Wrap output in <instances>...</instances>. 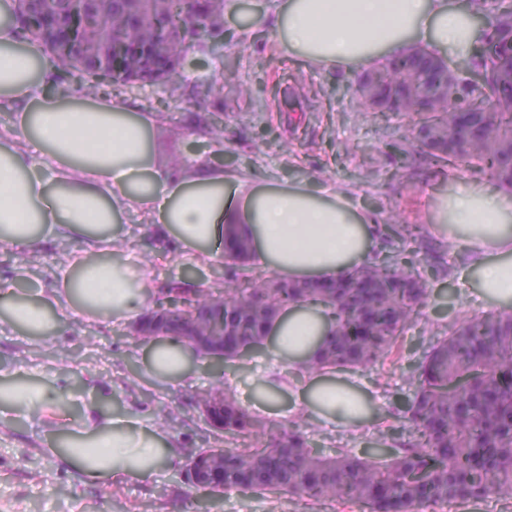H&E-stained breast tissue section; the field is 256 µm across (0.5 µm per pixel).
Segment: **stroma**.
Instances as JSON below:
<instances>
[{"label":"stroma","instance_id":"stroma-1","mask_svg":"<svg viewBox=\"0 0 512 512\" xmlns=\"http://www.w3.org/2000/svg\"><path fill=\"white\" fill-rule=\"evenodd\" d=\"M266 8L267 0H248L246 7L225 16L222 55L187 54L174 82L195 85L201 98H173L167 87L159 85L132 86L125 94L173 114L182 124L222 113L225 152L235 168L253 170L257 184L313 178L349 185L364 208L376 211L378 221H387L396 212L402 223L421 225L423 244L402 242L395 253L413 261L430 291L428 304L407 327L390 359L351 376L372 404L370 421L361 427L321 420L296 422L286 413L298 394L293 386L280 396L283 415L266 411L259 397L267 366L263 352L221 370L197 360L185 380L163 383L143 368L146 345L120 337L127 319H106L92 326L72 321L48 342L0 327L1 371L21 382L62 381L65 405L58 422L77 416L92 400L117 411L134 403L154 418L177 413V421L168 423L166 431L182 448L230 446L235 436H215L195 407L197 395L220 383L238 402L265 413L274 426H299L322 454L363 455L375 448L393 449L408 438L402 414L413 397L414 377L425 353L463 319L486 314L476 274L466 272L461 250L427 226L423 202L448 194L456 177L489 185L493 177L465 161L443 166L421 157L411 163L393 152L390 142L402 139L412 128L409 114L364 106L354 94L361 71L311 70L297 60L275 56L272 30L264 19ZM228 63L235 70L231 80L224 77ZM241 82L255 87L253 97L239 95ZM151 140L159 164L178 154L208 152V140L199 129L180 137L164 122L153 130ZM152 216L147 208L127 214L121 232L133 259L145 264L153 278L162 279L179 273L183 261L181 255L152 247ZM76 247L73 241L57 242L33 262L23 254L0 255V274L21 267L24 289L47 287L56 257ZM46 446V432L40 427L11 418L0 424V512H201L205 505L211 512H313L299 496L276 499L255 492L241 508L235 494L190 489L181 460L152 481L131 482L110 493L105 487L85 484L75 469L47 453Z\"/></svg>","mask_w":512,"mask_h":512}]
</instances>
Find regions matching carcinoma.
Segmentation results:
<instances>
[{"instance_id": "cac0c4a2", "label": "carcinoma", "mask_w": 512, "mask_h": 512, "mask_svg": "<svg viewBox=\"0 0 512 512\" xmlns=\"http://www.w3.org/2000/svg\"><path fill=\"white\" fill-rule=\"evenodd\" d=\"M40 10L73 23V39L88 38L86 24L74 19L71 0H43ZM100 10L97 33L116 46L167 36L169 55L176 61L188 50L182 38L173 36L176 27L194 24L201 29L195 51L202 54L209 31L224 20V0H206L198 15L186 13L183 0H171L165 26L147 4L135 22L126 12L112 9L111 0H103ZM468 10L473 17H485L490 32L477 47L480 61L472 62L482 78L461 72L454 93L474 111L481 133L469 134L434 91L441 74L413 65L419 49L386 58L373 72L379 76L381 95L393 97L396 108L404 112L413 111V104L399 91L403 83L431 93V109L417 113L410 145L397 146L403 156L411 157L421 147L437 164L464 159L512 191V168L503 150L512 143V4L489 15L485 0H469ZM43 45L86 96L126 85L123 74L78 61L65 44ZM403 231L400 224L380 225L382 247L371 264L321 288H310L306 280L288 281L273 274L240 280L238 270L251 257L252 240L234 230L222 277L207 288L195 287L186 274L161 280L152 297L154 306L140 320H171L169 306L183 304L186 313L198 311L197 331L222 329L238 337L240 346L257 352L266 346L275 316L314 302L335 321L336 330L319 341L312 368H366L392 354L403 330L429 298L426 283L413 268L383 258ZM414 384L403 415L409 439L384 458L324 456L300 430L270 427L227 392L224 433L254 437L257 446L189 448L186 458L223 461L226 491L288 494L312 503L361 505L368 512H418L448 500L478 501L511 492L512 309L462 322L432 348Z\"/></svg>"}]
</instances>
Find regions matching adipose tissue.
Masks as SVG:
<instances>
[{"label": "adipose tissue", "instance_id": "1", "mask_svg": "<svg viewBox=\"0 0 512 512\" xmlns=\"http://www.w3.org/2000/svg\"><path fill=\"white\" fill-rule=\"evenodd\" d=\"M266 19L277 53L298 55L311 69L348 73L419 40L470 55L487 32L449 0H270ZM61 75L39 43H20L18 29L0 24V110L15 117L0 128V252L32 253L51 240L79 244L59 259L51 287L37 294L0 283V324L48 337L65 317L141 316L153 284L147 267L131 262L119 224L147 205L198 266L219 251L231 224L247 226L254 261L291 279L334 280L376 252L377 217L356 206L351 189L261 186L203 157L178 167L155 164L150 133L162 121L159 112L119 96L82 98L61 90ZM426 219L467 255L487 305H511L512 193L460 178L431 202ZM331 327L313 306L284 312L270 331L267 390L287 387L284 364L309 371ZM194 359L192 346L169 336L150 347L144 364L152 377L178 382ZM63 394L39 381L8 383L0 386V407L39 424ZM355 394L321 375L299 390L292 412L359 424L369 409L354 404ZM48 447L92 485L146 482L180 457L178 444L162 428L145 426L140 410L111 415L96 403L49 431Z\"/></svg>", "mask_w": 512, "mask_h": 512}]
</instances>
